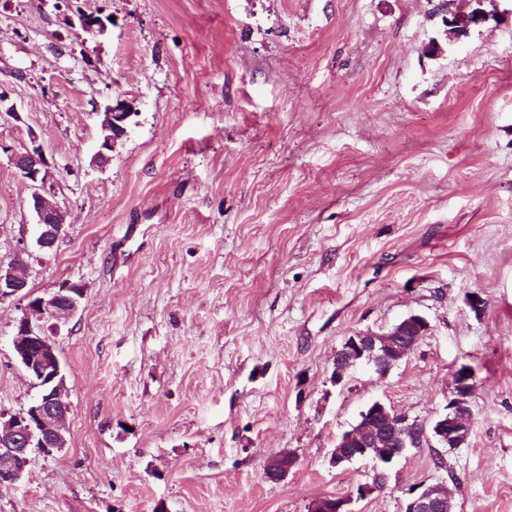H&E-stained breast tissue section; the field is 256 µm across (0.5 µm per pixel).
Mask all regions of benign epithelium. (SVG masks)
<instances>
[{"label":"benign epithelium","instance_id":"obj_1","mask_svg":"<svg viewBox=\"0 0 512 512\" xmlns=\"http://www.w3.org/2000/svg\"><path fill=\"white\" fill-rule=\"evenodd\" d=\"M487 16L479 11L475 15H456L448 21V26L460 34H465L472 26L484 22ZM81 30L87 33L102 32L105 21L95 15L78 16ZM132 116L128 102L116 100L106 105L103 112V140L95 154V161L104 165L120 140L127 134V121ZM30 145L24 151L13 155L16 169L27 175L33 189L31 207L40 235L37 247L41 251L52 249L57 240L66 232V211L60 206L40 207L44 199L43 190L48 179V162L39 136L29 134ZM27 282L19 280L12 268L0 264V302L8 299L27 298ZM81 298L71 295L70 284L61 285L56 292L33 303H27L18 321V334L13 348L20 364L26 372L45 382L44 399L38 400L31 409H23L15 414L0 431V454L14 461L9 481L19 482L30 462L33 448L52 452L54 445L63 436L60 427V404L64 403L67 384L62 377V365L54 342L48 332L60 330L63 316L74 313ZM430 330L426 318L411 314L403 322L394 324L382 333L356 331L347 337L336 353L332 378L341 383L351 371L365 367L379 377H386L403 359L411 355ZM475 389L474 373L470 365L460 364L454 375L453 399L448 403V412L441 415L431 429L417 420L397 413L393 407L374 401L366 408V425L354 426L345 431L336 441L330 463L345 465L358 458L371 457L375 462L381 458L395 461L402 457L406 449L420 447L422 441L434 438L450 450L461 447L470 432V398ZM297 463L291 451H281L272 456L264 466L265 477L281 483ZM386 482V473L376 467L372 482L359 485L357 494L365 497L381 488ZM349 499L339 498L338 502L316 501L311 512H349ZM405 512H448L447 486L437 483L422 487L410 498Z\"/></svg>","mask_w":512,"mask_h":512}]
</instances>
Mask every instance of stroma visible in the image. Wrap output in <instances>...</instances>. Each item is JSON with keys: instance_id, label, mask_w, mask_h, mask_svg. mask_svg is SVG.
Wrapping results in <instances>:
<instances>
[{"instance_id": "1", "label": "stroma", "mask_w": 512, "mask_h": 512, "mask_svg": "<svg viewBox=\"0 0 512 512\" xmlns=\"http://www.w3.org/2000/svg\"><path fill=\"white\" fill-rule=\"evenodd\" d=\"M0 0V262L31 296L82 285L54 338L67 444L34 452L0 512H512V0ZM112 17L89 36L78 13ZM135 110L105 167L112 100ZM36 132L68 230L50 256L11 156ZM483 302L481 312L470 307ZM0 302V422L38 393ZM430 331L386 378L331 380L357 330ZM477 380L456 450L409 449L387 483L335 467L372 401L429 425ZM283 450L286 482L264 475ZM296 463L297 458L293 452L281 451L267 461L264 466L265 477L272 482H284ZM420 492H412L405 512H451L452 500L448 503L447 486L437 483L422 486Z\"/></svg>"}]
</instances>
